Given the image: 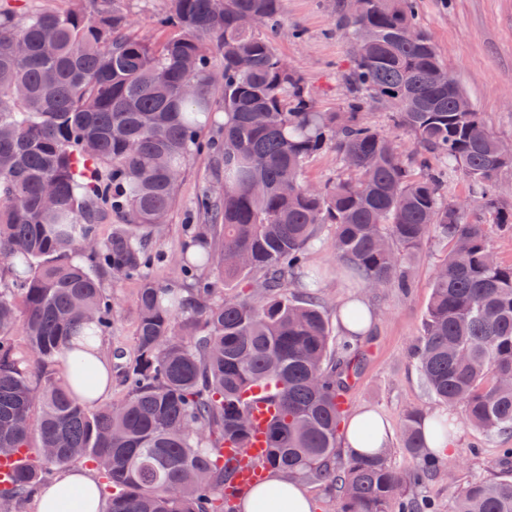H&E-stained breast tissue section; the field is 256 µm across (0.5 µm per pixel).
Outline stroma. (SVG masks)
<instances>
[{
    "label": "stroma",
    "mask_w": 512,
    "mask_h": 512,
    "mask_svg": "<svg viewBox=\"0 0 512 512\" xmlns=\"http://www.w3.org/2000/svg\"><path fill=\"white\" fill-rule=\"evenodd\" d=\"M336 0H283L275 45L304 80L321 111H341L345 88L341 76L349 64L350 46L336 26ZM421 27L440 60L451 69L480 112L487 128L500 140L512 142V0H417ZM208 154L195 155L178 186V203L168 224L154 234L157 260L150 276L162 285H178L180 247L190 225L198 223L196 203L206 189L215 188ZM333 226L309 250L308 261L321 273L319 293L328 316L355 296H363L376 314L370 333L357 342L360 370L347 392L348 413L371 408L391 429H399L407 410L432 415L443 407L427 392L411 357L430 296L436 266L446 244L430 239L413 264L415 286L409 294L394 287L358 291L349 285L332 248ZM138 282L113 281L112 333L106 351L134 350ZM455 450L441 460L427 483L419 488L436 506L450 512L458 490L474 478L497 477L501 449L512 448V434L484 435L464 419L455 425Z\"/></svg>",
    "instance_id": "obj_1"
}]
</instances>
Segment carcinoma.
I'll use <instances>...</instances> for the list:
<instances>
[{"mask_svg": "<svg viewBox=\"0 0 512 512\" xmlns=\"http://www.w3.org/2000/svg\"><path fill=\"white\" fill-rule=\"evenodd\" d=\"M281 5L170 0L153 40L131 33L115 0L92 14L0 9V457L17 456L0 479V512L77 460L101 478L106 512H228L224 449L246 447L254 390L277 407L268 468L335 487L338 512H427L412 489L436 468L427 439L451 433L449 420L424 430L421 410L404 414L400 441L417 467L403 483L385 455L338 461L357 365L307 266L328 224L336 256L370 289L409 291L406 258L431 236L449 243L412 356L432 398L487 435L512 431V264L492 258L487 225L444 193L445 171L462 172L483 216L512 230L498 191L512 156L480 113L458 109L460 84L440 83L445 67L415 0H356L351 13L337 0V25L359 44L341 112L321 111L278 52ZM216 87L224 132L205 143ZM373 104L393 109L395 132L363 121ZM400 132L413 140L407 154ZM327 150L336 177L306 181ZM201 151L222 190L198 201L181 286L162 287L148 275L151 233ZM103 202L124 216L104 241ZM108 276L139 281L135 348L119 366L123 398L94 409L96 370L78 357L71 383L59 364L75 339L112 331ZM219 283L240 291L219 297ZM290 288L305 292L292 298ZM34 446L56 453L34 461ZM452 512H512V469L467 483Z\"/></svg>", "mask_w": 512, "mask_h": 512, "instance_id": "1", "label": "carcinoma"}]
</instances>
